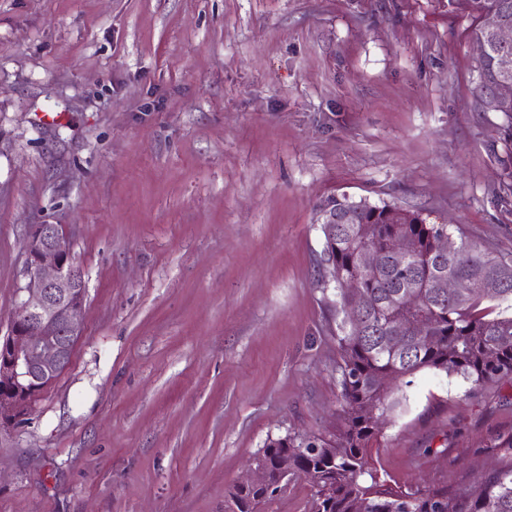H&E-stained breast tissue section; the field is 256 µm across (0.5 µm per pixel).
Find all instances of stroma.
I'll return each instance as SVG.
<instances>
[{"label":"stroma","mask_w":512,"mask_h":512,"mask_svg":"<svg viewBox=\"0 0 512 512\" xmlns=\"http://www.w3.org/2000/svg\"><path fill=\"white\" fill-rule=\"evenodd\" d=\"M456 0H0V335L29 227L85 274L68 368L0 430V512H224L267 438L330 427L332 197L512 254V115ZM372 464L498 468L512 381L425 370Z\"/></svg>","instance_id":"1"}]
</instances>
